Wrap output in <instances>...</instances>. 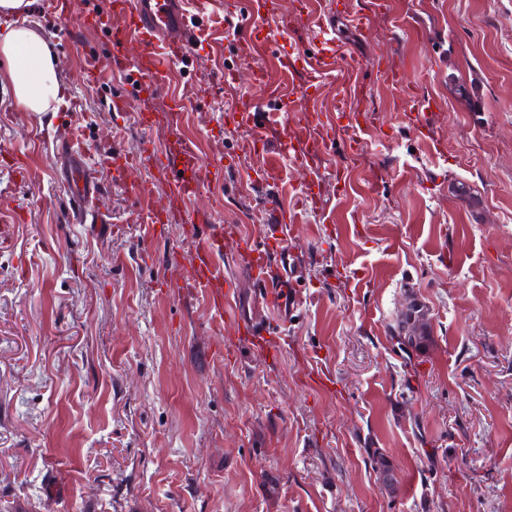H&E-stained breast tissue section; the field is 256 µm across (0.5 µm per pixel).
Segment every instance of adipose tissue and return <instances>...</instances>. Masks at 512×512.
<instances>
[{
  "instance_id": "obj_1",
  "label": "adipose tissue",
  "mask_w": 512,
  "mask_h": 512,
  "mask_svg": "<svg viewBox=\"0 0 512 512\" xmlns=\"http://www.w3.org/2000/svg\"><path fill=\"white\" fill-rule=\"evenodd\" d=\"M33 0H0V59L18 105L27 112H47L60 103L64 88L53 63L50 44L34 28L15 24L30 13Z\"/></svg>"
}]
</instances>
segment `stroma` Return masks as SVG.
Segmentation results:
<instances>
[{"label":"stroma","instance_id":"obj_1","mask_svg":"<svg viewBox=\"0 0 512 512\" xmlns=\"http://www.w3.org/2000/svg\"><path fill=\"white\" fill-rule=\"evenodd\" d=\"M388 2L366 30L336 23L373 120L360 151L340 132L319 158L317 210L296 201L305 170L245 184L263 157H237L224 114L264 92L239 35L201 12L202 42L177 66L214 223L259 242V202L300 219L288 246L301 288L290 322L266 311L280 338L266 353L161 288L188 227L143 245L111 169V233L63 223L54 115L18 108L0 66V222L14 227L0 249V512H512V0ZM383 62L431 99V128L406 118ZM216 69L230 88L191 97ZM60 78L58 110L83 112L92 154L171 139L113 111L132 89L84 82L80 56ZM339 91L321 84L289 123L346 125ZM410 295L431 318L413 369L392 336ZM370 448L394 465L396 493Z\"/></svg>","mask_w":512,"mask_h":512}]
</instances>
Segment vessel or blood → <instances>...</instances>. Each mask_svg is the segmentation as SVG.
I'll return each instance as SVG.
<instances>
[{"instance_id":"b4317fda","label":"vessel or blood","mask_w":512,"mask_h":512,"mask_svg":"<svg viewBox=\"0 0 512 512\" xmlns=\"http://www.w3.org/2000/svg\"><path fill=\"white\" fill-rule=\"evenodd\" d=\"M43 14L58 17L62 28L76 24L85 31H104L110 37L107 55L84 54L82 75L98 83L119 75L133 84L140 106L133 118L141 128H150L157 115L152 102L168 95L173 83V67L190 56L197 40L192 17L202 7V0H38ZM277 0H242L224 14V29L240 33L244 42L261 54L263 61L253 70L256 84L266 90L267 104L251 97L237 100L229 113L237 134V149L251 155L266 151L260 171L261 183L278 181L283 158L307 168L324 149L335 141L331 125L318 118L301 124H289L288 114L294 100L292 91L308 93L314 80L330 78L344 85L354 101L362 99L358 80L361 61L348 58L346 63L330 60L339 47V38L331 18L315 23V35L309 52H272L274 38L265 24L277 15ZM286 129L285 143L279 151L267 152L265 131L268 127ZM53 170L67 192V221L82 225L89 237L109 233L111 216L99 205L102 187L98 170L112 169L113 182L122 185L135 205V220L142 224L143 235L155 239L163 224H187L191 227L189 269L176 272L178 253H171L159 280L162 287L201 298L212 323L223 328L225 317H233L240 335L254 348L263 350L273 343L270 327L257 313L241 308L240 294L224 273L225 258H232L245 274L255 302L265 304L280 315H288L292 291L298 282L291 272V262L284 245V232L295 223V214L281 213L269 207L265 213L267 233L262 243H254L238 228L212 223L199 200L204 189L205 161L193 143L184 136H174L164 148L152 142L139 145L134 153L115 149L108 155L92 157L80 113H71L55 139ZM153 170L152 180L136 177V170ZM167 187L164 204H155L154 183Z\"/></svg>"}]
</instances>
